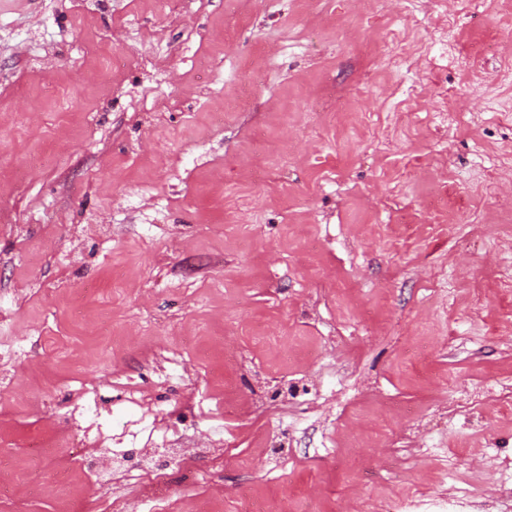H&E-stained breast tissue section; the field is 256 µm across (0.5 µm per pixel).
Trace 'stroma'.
<instances>
[{"label": "stroma", "mask_w": 512, "mask_h": 512, "mask_svg": "<svg viewBox=\"0 0 512 512\" xmlns=\"http://www.w3.org/2000/svg\"><path fill=\"white\" fill-rule=\"evenodd\" d=\"M401 3L0 0L19 512H105L83 442L177 435L251 467L166 512H512V0Z\"/></svg>", "instance_id": "35a3bbf8"}]
</instances>
